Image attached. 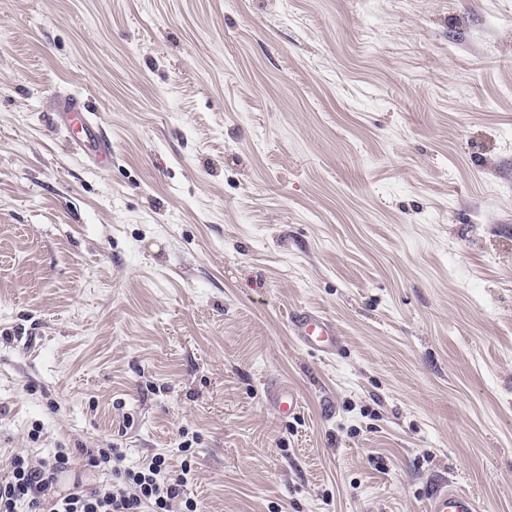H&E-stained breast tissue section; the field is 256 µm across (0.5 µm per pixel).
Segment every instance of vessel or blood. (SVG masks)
<instances>
[{
    "label": "vessel or blood",
    "mask_w": 512,
    "mask_h": 512,
    "mask_svg": "<svg viewBox=\"0 0 512 512\" xmlns=\"http://www.w3.org/2000/svg\"><path fill=\"white\" fill-rule=\"evenodd\" d=\"M61 126L73 144L92 154L100 165L112 162L110 138L95 121L87 101L80 97L61 100L58 108ZM290 334L300 347L326 358L335 357L342 350L343 339L335 322L323 312L302 309L289 320ZM270 397L280 415L294 416L300 406L297 393L287 385L271 390ZM426 512H482L479 499L460 487L441 484L431 489Z\"/></svg>",
    "instance_id": "b4317fda"
}]
</instances>
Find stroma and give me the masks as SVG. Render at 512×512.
Returning <instances> with one entry per match:
<instances>
[{"instance_id": "35a3bbf8", "label": "stroma", "mask_w": 512, "mask_h": 512, "mask_svg": "<svg viewBox=\"0 0 512 512\" xmlns=\"http://www.w3.org/2000/svg\"><path fill=\"white\" fill-rule=\"evenodd\" d=\"M185 444L200 512H512V0H0V470ZM60 125L70 136L73 144L86 153L92 154L100 165L109 167L112 162L110 138L94 120L87 101L80 97L61 100L57 112ZM290 334L300 347L333 358L342 350L343 339L336 323L321 311L302 309L289 320ZM270 397L280 415L291 417L299 410L298 394L285 384H279L277 388L271 390ZM427 512H482L479 499L458 486L441 484L431 489Z\"/></svg>"}]
</instances>
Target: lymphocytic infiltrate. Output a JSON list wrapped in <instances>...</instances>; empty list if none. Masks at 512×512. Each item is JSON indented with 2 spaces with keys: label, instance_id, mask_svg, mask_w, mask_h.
Wrapping results in <instances>:
<instances>
[{
  "label": "lymphocytic infiltrate",
  "instance_id": "1",
  "mask_svg": "<svg viewBox=\"0 0 512 512\" xmlns=\"http://www.w3.org/2000/svg\"><path fill=\"white\" fill-rule=\"evenodd\" d=\"M83 455L88 466L110 471L112 479L92 488L77 483L64 494L57 484L69 449L39 459L14 455L9 475L0 479V512H198L187 494L189 461L175 473L162 453L138 466L126 465L124 453L114 447L87 448Z\"/></svg>",
  "mask_w": 512,
  "mask_h": 512
}]
</instances>
